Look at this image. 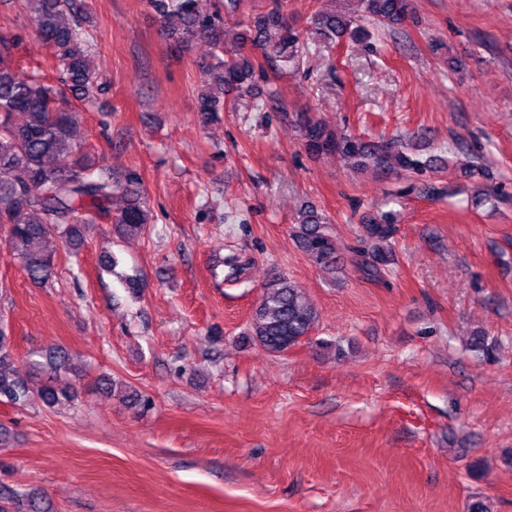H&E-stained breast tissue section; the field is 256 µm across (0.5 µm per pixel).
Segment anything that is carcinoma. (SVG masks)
<instances>
[{
  "label": "carcinoma",
  "instance_id": "carcinoma-1",
  "mask_svg": "<svg viewBox=\"0 0 512 512\" xmlns=\"http://www.w3.org/2000/svg\"><path fill=\"white\" fill-rule=\"evenodd\" d=\"M365 16L393 27L411 17V0H357ZM39 40L50 51L60 82L75 98L95 100L100 89L91 67L92 44L78 19L75 0H27ZM169 41L183 50L203 41L207 55L197 67L201 84L200 111L222 112L224 95L239 101L254 96L255 65L260 54L282 72L297 67L314 43L302 38L288 17L283 0H270L266 10L238 23L239 32L224 41V22L244 8V0H218L213 8L204 0H146ZM311 30L323 41L348 36L364 38V28L344 15L318 10ZM16 41L0 34V224L8 225V244L30 279L47 284L52 278L58 245H76L87 225L107 218L121 237H137L153 223L144 182L136 168L120 174L83 154L75 134L73 112L59 106L54 86L24 71L15 61ZM22 119L14 120L15 114ZM294 127L306 151L314 156H337L355 169L400 170L421 175L430 164L408 153L396 141H365L339 133L322 118L301 113ZM125 200L111 209L112 199ZM394 224H364L360 267L374 279L382 278L393 261ZM298 248L321 271L336 275L341 269L336 236L323 214L308 207L292 228ZM318 311L301 288L281 275L266 284L253 310L244 338L271 355L279 356L310 339ZM37 385L20 375L7 328L0 325V403L25 407L40 403L62 406L74 399L72 387L61 384L60 371L78 373L68 353L51 348L39 359H28Z\"/></svg>",
  "mask_w": 512,
  "mask_h": 512
}]
</instances>
